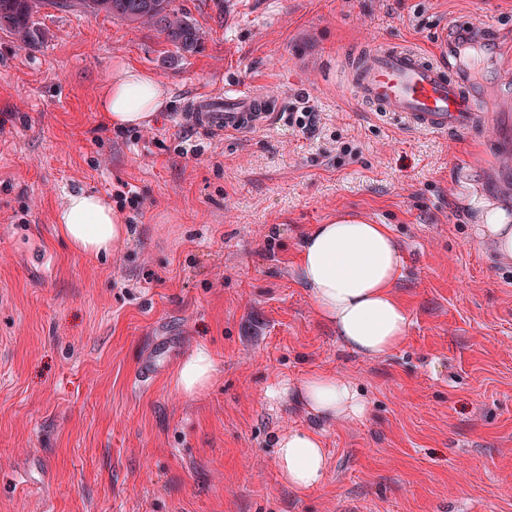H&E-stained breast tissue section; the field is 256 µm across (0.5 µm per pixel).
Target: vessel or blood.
I'll use <instances>...</instances> for the list:
<instances>
[{"label":"vessel or blood","mask_w":512,"mask_h":512,"mask_svg":"<svg viewBox=\"0 0 512 512\" xmlns=\"http://www.w3.org/2000/svg\"><path fill=\"white\" fill-rule=\"evenodd\" d=\"M348 80L357 103L414 130L446 135L490 122L471 84L449 69L440 50L378 44L352 63ZM271 110L266 95L229 85L223 96L197 98L192 122L216 134H243L265 125Z\"/></svg>","instance_id":"b4317fda"}]
</instances>
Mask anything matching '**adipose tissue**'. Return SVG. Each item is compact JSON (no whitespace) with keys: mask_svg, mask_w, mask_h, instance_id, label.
<instances>
[{"mask_svg":"<svg viewBox=\"0 0 512 512\" xmlns=\"http://www.w3.org/2000/svg\"><path fill=\"white\" fill-rule=\"evenodd\" d=\"M168 101L167 89L150 73L119 63L99 93L98 109L111 126H147ZM467 201L480 210L482 241L490 242L502 262L512 263V215L473 192ZM55 222L71 249L85 254L110 252L126 235L123 217L104 196L87 191L68 194ZM296 270L318 315L332 325L343 347L362 357H376L404 342L409 318L395 293L402 253L387 225L348 215L313 225L302 238ZM213 374V355L200 346L181 362L177 386L192 396L210 385ZM295 396L325 421L356 418L366 409L355 385L332 373L309 375ZM276 460L283 480L298 492L320 486L327 471L323 439L310 429L295 428L281 435Z\"/></svg>","mask_w":512,"mask_h":512,"instance_id":"ef3b65f1","label":"adipose tissue"}]
</instances>
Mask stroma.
I'll return each instance as SVG.
<instances>
[{
    "label": "stroma",
    "mask_w": 512,
    "mask_h": 512,
    "mask_svg": "<svg viewBox=\"0 0 512 512\" xmlns=\"http://www.w3.org/2000/svg\"><path fill=\"white\" fill-rule=\"evenodd\" d=\"M175 3L203 32L194 52L78 8L42 7L34 51L0 31V512H512V265L457 196L468 182L512 214V0ZM458 22L478 25L489 128L442 136L356 104L344 56L428 47ZM119 62L169 91L150 126L98 109ZM229 83L272 97L266 125L186 123ZM301 98L320 114L310 134L288 124ZM80 190L124 204L111 253L58 235ZM340 213L402 248L409 332L380 357L345 349L294 274L304 232ZM160 341L165 366L139 385ZM199 345L215 372L188 396L175 371ZM315 372L349 379L365 415L324 422L268 397ZM304 427L328 471L300 493L275 445Z\"/></svg>",
    "instance_id": "1"
}]
</instances>
